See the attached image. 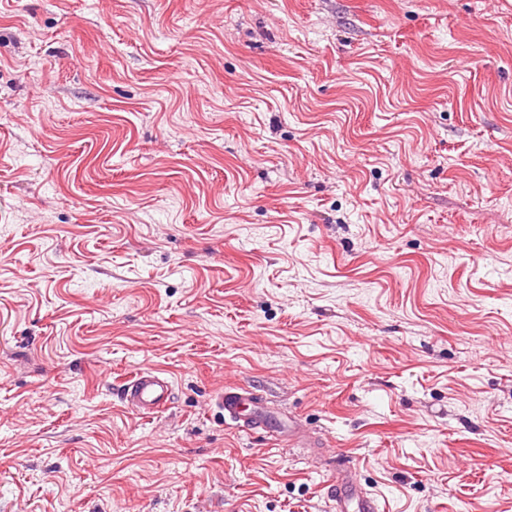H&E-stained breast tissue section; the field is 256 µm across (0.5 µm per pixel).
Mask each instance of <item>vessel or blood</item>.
<instances>
[{
	"label": "vessel or blood",
	"mask_w": 512,
	"mask_h": 512,
	"mask_svg": "<svg viewBox=\"0 0 512 512\" xmlns=\"http://www.w3.org/2000/svg\"><path fill=\"white\" fill-rule=\"evenodd\" d=\"M173 395V382L164 372L144 366L136 370L122 388L126 408L141 416H151L164 409ZM214 404L225 424L244 432L269 434L271 421L264 398L255 389L227 386L216 393ZM336 512H377L374 499L358 490L350 472L337 470L331 481Z\"/></svg>",
	"instance_id": "vessel-or-blood-1"
}]
</instances>
